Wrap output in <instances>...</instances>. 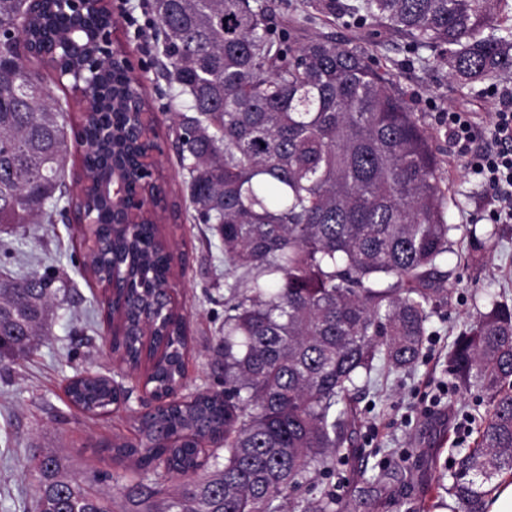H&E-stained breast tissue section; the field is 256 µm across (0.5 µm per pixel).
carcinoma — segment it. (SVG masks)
I'll return each instance as SVG.
<instances>
[{
	"instance_id": "obj_1",
	"label": "carcinoma",
	"mask_w": 512,
	"mask_h": 512,
	"mask_svg": "<svg viewBox=\"0 0 512 512\" xmlns=\"http://www.w3.org/2000/svg\"><path fill=\"white\" fill-rule=\"evenodd\" d=\"M161 71L187 97L173 112L175 148L188 174L193 219L224 245V388L188 403L167 400L180 384L188 346L186 320L166 312L172 256L154 222L112 223V203L97 176L118 170L140 181L139 145L130 134L146 99L121 56L95 60L89 41L78 52L61 44L79 29L112 27L104 0L68 16L57 0L40 12L24 0H0V228L53 219L65 197L70 146L65 103L43 84L35 64L16 54L24 34L57 51L76 70L95 62L97 85L80 117L86 183L68 204L94 210L106 245L91 259L101 279L122 262L127 287L118 301L121 361L145 359V317L164 347L145 384L164 400L135 417L137 437L112 442L126 461L120 485L125 512H280L307 478L353 443V396L377 363L402 370L419 359L427 323L444 289L437 265L459 226L446 221L448 196L438 174L435 139L420 115L373 69L365 44L382 32L430 49L461 85L512 73L509 0H359L346 14L370 25L363 44H341L303 27L315 16H279L269 0H150ZM472 253L494 247L495 233L466 229ZM56 291L43 276L0 275V361L20 360L49 332ZM460 387L479 392L487 411L475 446L457 461L452 481L434 477L433 497L452 512H485L492 480H512V302L494 300L449 353ZM73 402L101 412L128 401L104 376L75 380ZM224 437V462L198 445ZM36 512H112L96 481L70 473L61 455L32 457ZM402 474L372 475L376 499ZM181 482L168 485L169 478ZM303 512H340L324 494Z\"/></svg>"
}]
</instances>
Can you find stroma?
I'll use <instances>...</instances> for the list:
<instances>
[{"label":"stroma","mask_w":512,"mask_h":512,"mask_svg":"<svg viewBox=\"0 0 512 512\" xmlns=\"http://www.w3.org/2000/svg\"><path fill=\"white\" fill-rule=\"evenodd\" d=\"M110 4L116 20L114 44L131 58L133 74L143 80L152 106L150 118L162 147L155 176L169 199L181 206L178 220H162L158 229L185 267L175 277V298L188 316L190 351L182 390L188 396L199 388H219L224 380L222 363L212 351L224 325V247L217 239L203 243L191 218L186 173L172 148L175 134L161 94L166 82L154 64L157 47L147 0ZM133 17L138 26L130 25ZM430 56L427 50L406 52L403 39L389 34L370 61L392 76L397 92L423 115L440 151V173L456 199L446 219L457 230L437 273L444 292L419 362L406 371L379 367L374 382L357 395L360 427L353 452L335 459L331 471L314 474L281 512H302L307 498L323 492L352 512H438L437 500L426 492L428 484L438 473L451 472L458 452L472 448L477 436V425L469 419L477 403L457 387L448 350L491 296L503 292L512 297V223L489 220L491 194L465 167L448 135L446 112L468 113L481 132H488L497 108L491 90L511 84L512 77L460 87L449 79L447 67L431 62ZM471 224L497 232L495 251L479 265L468 257L463 232ZM11 241L14 255L0 261V270H34L52 278L59 289L50 336L28 358L0 362V512H34L35 488L27 472L31 457L39 449L55 448L71 472L121 473L106 445L118 437H135L130 411L140 408L145 394L135 389L128 407L100 418L69 403L65 387L79 373L97 371L131 381L105 347V314L97 301L101 289L83 269L87 252L80 244L81 232L64 220L26 224ZM389 466L403 469L404 477L391 486L386 507L377 511L368 479Z\"/></svg>","instance_id":"stroma-1"}]
</instances>
